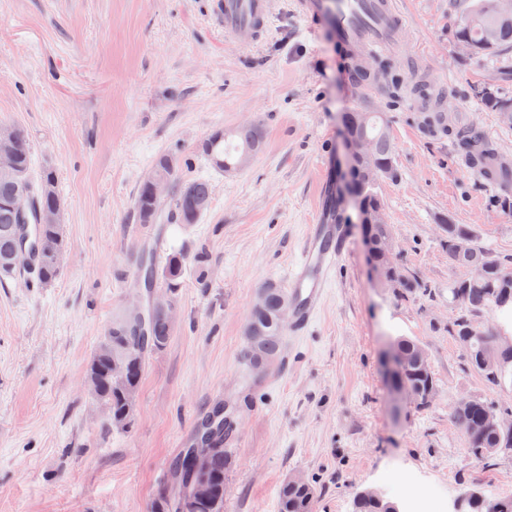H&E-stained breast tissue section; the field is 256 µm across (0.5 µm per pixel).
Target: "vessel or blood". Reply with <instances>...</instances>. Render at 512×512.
I'll return each mask as SVG.
<instances>
[{
    "label": "vessel or blood",
    "instance_id": "1",
    "mask_svg": "<svg viewBox=\"0 0 512 512\" xmlns=\"http://www.w3.org/2000/svg\"><path fill=\"white\" fill-rule=\"evenodd\" d=\"M224 19V36L240 46L258 43L270 24L267 0H217ZM298 14L311 31L329 29L354 67L360 54L378 55L392 51L403 38V14L397 0H296ZM466 168L480 173L490 184L512 187V164L487 168L475 158L464 157ZM347 225L338 223L334 212L322 213L309 225L298 260L290 273L289 307L291 330L300 334L315 318L336 262L347 253Z\"/></svg>",
    "mask_w": 512,
    "mask_h": 512
}]
</instances>
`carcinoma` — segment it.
Listing matches in <instances>:
<instances>
[{
    "mask_svg": "<svg viewBox=\"0 0 512 512\" xmlns=\"http://www.w3.org/2000/svg\"><path fill=\"white\" fill-rule=\"evenodd\" d=\"M497 0H471L463 14L454 25V42H465L470 46L469 59L500 56L512 51V14L499 13L495 4ZM473 94L480 105L491 112L512 110V100L500 96L497 89L485 84L473 87ZM346 128L362 129L373 143V163L379 169H385L390 176H395L394 145L389 134L385 132L381 113L362 112L353 110L342 116ZM456 145L463 153H471L480 149L489 157L497 156L495 149L481 141V129L467 125L451 129ZM264 146V134L258 125L241 127L227 135L222 129L214 130L202 145L203 155L211 164L218 165L222 172L235 171L241 156L250 151L258 153ZM16 169L26 176L30 191L39 211H47L60 202L57 189L56 175L51 169L44 170L38 179L31 176V146L30 141L21 128L16 129L12 145ZM170 154L158 155L153 162L156 173L170 182L171 196L168 207L172 215L171 223H182L181 210L186 205L196 209V217H201L209 208L211 200L210 183L203 179H189L184 176L185 162L178 161L174 169L166 165ZM21 188V183L13 177L0 174V265L8 262L21 242V224L28 225L27 232L31 239L38 237L52 246L66 249L65 231L62 224H39L36 214H30L21 219L12 208L11 200ZM358 194L370 208L384 207L383 200L375 191V187L361 182L358 177L341 180L336 204L346 205L347 195ZM156 206L149 188L140 184L134 200V213L139 223H145L146 214ZM364 238L368 257L379 276H384L380 265L381 251L393 245L391 226L388 224H369L363 226ZM465 239L470 251L460 254L457 245ZM448 261L453 267L478 265L489 250L477 244L470 232L460 224L448 225ZM66 254H61L57 260L36 258V267H27L25 271L43 284L52 282L58 275ZM184 258L181 253H169L163 265L145 270L154 281H160L163 288L172 295H177L181 285ZM512 277V260L498 259V265L482 270L474 280L453 278L448 281V303H453L455 294H466L469 309L466 313H456L451 322V331L461 347L468 366L481 374L492 386H500L506 380H512V362L507 365V372L494 374L482 368L484 359L490 356H500L494 332L512 331V292L504 294V277ZM288 300V289L275 285L270 286L265 293V302L258 310H252L248 324L260 327L262 336L258 337L261 353L265 360L275 362L282 350V338L285 328L280 325L278 312L284 301ZM490 312L498 314L496 327L485 330L480 336L468 334L470 320ZM174 335L167 322L159 317L154 318L149 338L137 342L132 331L117 325L108 330L112 354L125 353L135 343L139 344L134 365L131 367L128 382L141 383L149 356L167 347ZM390 352L399 361V368L388 373L387 381L390 389L409 397L422 406L430 402L429 395L436 389V377L432 370L430 359L422 345L409 338L396 339ZM88 368L96 369L100 382V393L96 395L99 403L110 407L111 416L132 421L133 410L129 409L119 393L123 382L113 378L108 372V357L100 351H95L90 359ZM488 401L473 397L464 404L454 405L449 413L450 422L460 431L465 442L467 456L475 461H488L501 454L504 438L489 432L483 425V414ZM233 429V423L216 426L213 442L216 450L211 460V471L214 479V490L206 498L194 502L189 512H224V479L232 463L230 448L224 445V434ZM173 475L185 486L190 480L191 471L186 453L182 452L172 465ZM317 490L308 481L303 485H295L285 480L279 492V512H314ZM392 501L383 494H368L352 499V512H390ZM150 512H181L179 501L170 496L168 490H162L151 504Z\"/></svg>",
    "mask_w": 512,
    "mask_h": 512,
    "instance_id": "obj_1",
    "label": "carcinoma"
}]
</instances>
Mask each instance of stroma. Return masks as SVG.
Returning a JSON list of instances; mask_svg holds the SVG:
<instances>
[{
    "label": "stroma",
    "mask_w": 512,
    "mask_h": 512,
    "mask_svg": "<svg viewBox=\"0 0 512 512\" xmlns=\"http://www.w3.org/2000/svg\"><path fill=\"white\" fill-rule=\"evenodd\" d=\"M213 0H0V124L23 128L32 175L53 169L67 254L49 285L0 286V512H148L170 465L216 402L240 404L224 512H279L293 474L318 488L315 512H351L374 488L449 512L464 489L512 496V454L472 461L448 409L464 397L512 406V383L472 371L448 330L455 310L446 227L512 258V213L466 170L451 126L478 124L512 160V124L472 87L512 98V53L460 57L452 38L465 0H400L413 69L397 90L352 88L335 41L312 33L295 0H269L272 25L244 48L224 38ZM446 93L449 130L428 129L416 84ZM385 113L395 178L377 190L396 262L426 285L383 287L358 225L322 307L260 373L241 351L262 288L287 286L322 204L323 174L340 173L342 113ZM261 125L265 146L232 174L199 156L217 128ZM192 158L186 177L211 184L208 211L179 232L157 225L185 270L177 331L150 356L134 421L109 427L83 379L90 356L131 301L134 259L154 242L133 218L139 184L161 153ZM426 350L438 387L416 408L394 394L385 353L398 337Z\"/></svg>",
    "instance_id": "35a3bbf8"
}]
</instances>
